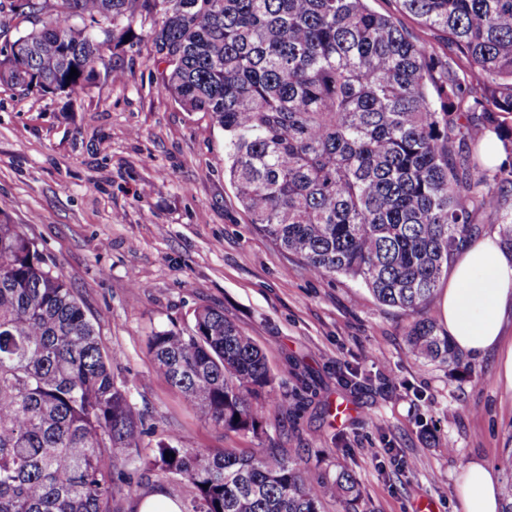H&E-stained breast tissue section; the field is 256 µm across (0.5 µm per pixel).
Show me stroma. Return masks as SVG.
Wrapping results in <instances>:
<instances>
[{
  "instance_id": "1",
  "label": "stroma",
  "mask_w": 512,
  "mask_h": 512,
  "mask_svg": "<svg viewBox=\"0 0 512 512\" xmlns=\"http://www.w3.org/2000/svg\"><path fill=\"white\" fill-rule=\"evenodd\" d=\"M103 55L124 83L102 77L71 98L0 85V221L23 226L117 352L114 374L148 415L143 453L173 431L196 448L274 443L310 478L348 471L362 512H460L467 464L507 465L512 386L500 361L512 324L483 359L414 360L411 317L346 278L309 276L255 228L224 178L223 131L161 91L167 66L151 41ZM202 306L264 348L294 404L266 412L258 434L200 421L151 370L147 337L188 327ZM157 492L181 502L191 489L154 475L119 495L121 512Z\"/></svg>"
}]
</instances>
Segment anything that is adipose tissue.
<instances>
[{"instance_id":"1","label":"adipose tissue","mask_w":512,"mask_h":512,"mask_svg":"<svg viewBox=\"0 0 512 512\" xmlns=\"http://www.w3.org/2000/svg\"><path fill=\"white\" fill-rule=\"evenodd\" d=\"M448 335L465 356L480 358L501 341L503 320L512 315V252L497 235L460 250L442 301ZM461 512H501V485L487 464L470 462L458 483Z\"/></svg>"}]
</instances>
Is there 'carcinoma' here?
I'll return each mask as SVG.
<instances>
[{
    "label": "carcinoma",
    "instance_id": "obj_1",
    "mask_svg": "<svg viewBox=\"0 0 512 512\" xmlns=\"http://www.w3.org/2000/svg\"><path fill=\"white\" fill-rule=\"evenodd\" d=\"M399 2L446 55L367 0H0L29 24L0 47V85L82 90L104 64L101 25L121 43L153 17L161 90L224 131V176L256 229L311 275L418 316L409 355L446 361L452 344L424 310L477 240L475 215L512 251V0ZM147 353L226 433H255L287 405L261 347L219 308L154 332ZM115 360L74 289L0 222V512H120L117 494L145 471L193 488L181 512H321L329 494L358 512L349 473L314 481L274 444L246 454L172 433L141 457L147 414Z\"/></svg>",
    "mask_w": 512,
    "mask_h": 512
}]
</instances>
